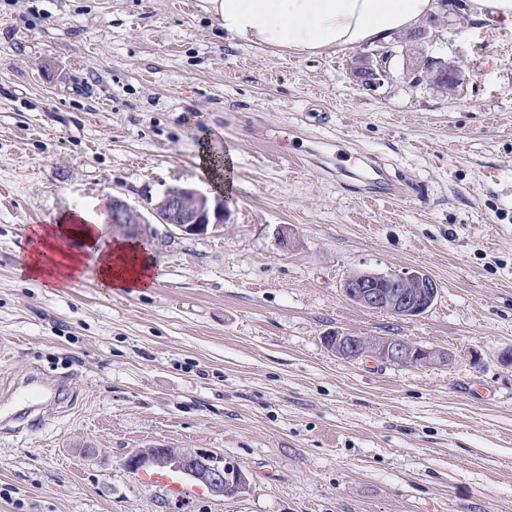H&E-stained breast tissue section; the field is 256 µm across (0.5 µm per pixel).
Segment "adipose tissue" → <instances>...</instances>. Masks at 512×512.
I'll list each match as a JSON object with an SVG mask.
<instances>
[{"mask_svg": "<svg viewBox=\"0 0 512 512\" xmlns=\"http://www.w3.org/2000/svg\"><path fill=\"white\" fill-rule=\"evenodd\" d=\"M225 33L248 46L299 54L337 53L384 40L422 24L437 0H206ZM28 259L18 267L29 280L64 288L91 263L103 285L134 292L152 287L155 264L138 244L108 240L98 223L75 208L56 224L35 231Z\"/></svg>", "mask_w": 512, "mask_h": 512, "instance_id": "ef3b65f1", "label": "adipose tissue"}]
</instances>
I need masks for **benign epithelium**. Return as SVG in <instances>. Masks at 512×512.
Instances as JSON below:
<instances>
[{
	"label": "benign epithelium",
	"instance_id": "1",
	"mask_svg": "<svg viewBox=\"0 0 512 512\" xmlns=\"http://www.w3.org/2000/svg\"><path fill=\"white\" fill-rule=\"evenodd\" d=\"M425 30L423 26L394 45L355 58L353 76L363 89L371 90L391 78L394 64L401 61L404 75L411 85L417 86L428 79L446 93L457 94L465 83L462 69L425 47ZM106 221L129 233L137 232L141 226L163 224L187 234L201 235L210 229L224 227V198L220 195L212 197L210 192L197 187H169L145 216L126 201L115 197ZM344 293L361 307L400 317H415L433 303L438 287L428 274L420 270L361 272L344 283ZM326 342L332 352L348 360L371 356L385 364L414 367L442 359L441 354L397 336L369 338L337 331L330 334ZM125 465L135 471L155 468L178 472L217 497H224L231 490L243 493L250 487L248 474L239 465L204 452L144 448L128 456Z\"/></svg>",
	"mask_w": 512,
	"mask_h": 512
}]
</instances>
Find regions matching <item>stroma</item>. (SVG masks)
<instances>
[{
  "mask_svg": "<svg viewBox=\"0 0 512 512\" xmlns=\"http://www.w3.org/2000/svg\"><path fill=\"white\" fill-rule=\"evenodd\" d=\"M205 0H0V512H512V26L441 6L431 32L460 94L357 57L239 44ZM346 137L408 187L392 200L279 144ZM233 155L223 229L153 225L143 293L95 273L18 277L32 228L112 198L148 213ZM288 227L296 241L281 247ZM422 270L404 318L349 301L362 271ZM336 330L442 353L345 360ZM141 448L224 456L250 489L146 482Z\"/></svg>",
  "mask_w": 512,
  "mask_h": 512,
  "instance_id": "35a3bbf8",
  "label": "stroma"
}]
</instances>
